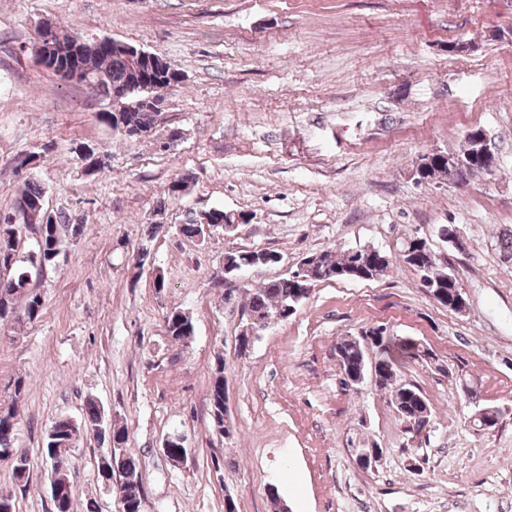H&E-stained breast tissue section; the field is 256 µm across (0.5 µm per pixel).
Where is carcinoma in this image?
I'll use <instances>...</instances> for the list:
<instances>
[{
  "mask_svg": "<svg viewBox=\"0 0 512 512\" xmlns=\"http://www.w3.org/2000/svg\"><path fill=\"white\" fill-rule=\"evenodd\" d=\"M161 72L148 65L137 68L134 61L105 45L88 48L87 71L83 82L91 86L101 97L112 95L117 90H126L131 83L139 81L141 92L162 103L159 91L177 87L181 75L173 63L161 58ZM138 95L121 100L112 106V111L99 114V120L113 131L119 126L146 134L156 126L161 112L145 109L137 104ZM421 182L441 184L448 181V157L433 154L425 157L420 170ZM44 188L38 182L23 184L12 210L0 216V322L22 326L41 318L44 296L32 286L33 278L57 265L63 241L78 239L84 233V225L72 224L62 214L51 215L44 209ZM250 219L245 213H231L213 209L179 225V233L188 239L203 240L205 226L220 224L238 226ZM33 234V241L26 243L25 232ZM405 266L421 275L423 286L438 303L453 309L449 299L461 291L453 274L439 268L435 254L426 241L412 238L406 241L401 251ZM250 254L246 250H231L224 253V302L242 300L244 312L262 321L266 328L273 322H284L293 315L297 307L309 297L314 284L332 280H371L382 276L391 266V257L368 248L326 249L310 254L311 261L300 280L290 274L264 281L239 295L236 285L239 273L244 270ZM165 335L173 342L185 344L194 335L192 317L186 312L174 310L165 316ZM391 338L380 328L365 331V336H343L336 340L334 355L345 374L343 380L353 385L368 374L367 350L378 354L374 368V384L386 390L399 420L412 435L422 436L425 425L431 422V409L420 389L398 378L395 360L389 355ZM224 357L215 359L208 391L210 422L214 429L224 432ZM26 382L19 377L13 380L10 391L0 395V463L7 464L14 478L29 482L30 460L25 450L16 446L18 425V401L25 393ZM101 429L103 443L115 452H127V433L124 427L112 422L104 405L94 397L86 399L81 418L67 414L58 415L48 427L43 443V454L49 466L50 483L55 486L51 493L54 512H71L73 488L67 462L77 442L91 430ZM122 512H142L143 487L136 464H131L123 473L119 483Z\"/></svg>",
  "mask_w": 512,
  "mask_h": 512,
  "instance_id": "carcinoma-1",
  "label": "carcinoma"
}]
</instances>
